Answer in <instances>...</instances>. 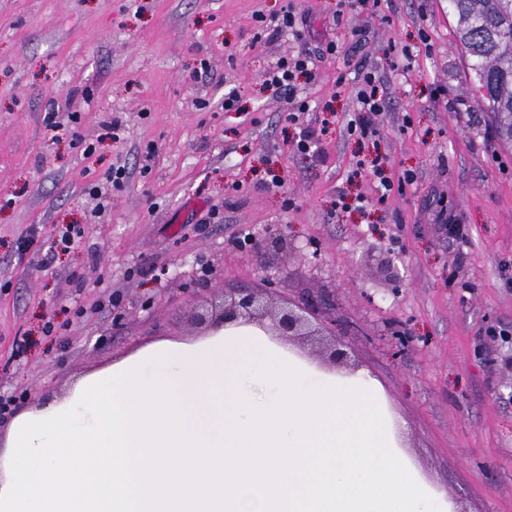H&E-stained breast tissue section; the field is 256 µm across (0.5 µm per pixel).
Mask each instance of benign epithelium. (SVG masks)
<instances>
[{
	"label": "benign epithelium",
	"mask_w": 512,
	"mask_h": 512,
	"mask_svg": "<svg viewBox=\"0 0 512 512\" xmlns=\"http://www.w3.org/2000/svg\"><path fill=\"white\" fill-rule=\"evenodd\" d=\"M237 320L257 322L275 335L290 340H305L323 334L331 336L333 345L328 353L329 363L337 367L348 365L346 344L342 333L336 331L335 314L315 304L305 303L294 308L289 301L282 304L274 302L263 289H225L222 291L221 304H215L209 311L195 317L197 324L208 329L218 323L227 324Z\"/></svg>",
	"instance_id": "7a95c632"
}]
</instances>
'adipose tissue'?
Segmentation results:
<instances>
[{
  "label": "adipose tissue",
  "mask_w": 512,
  "mask_h": 512,
  "mask_svg": "<svg viewBox=\"0 0 512 512\" xmlns=\"http://www.w3.org/2000/svg\"><path fill=\"white\" fill-rule=\"evenodd\" d=\"M264 335L270 343L282 348L284 354L296 356L298 362H306V355L288 340L269 335L266 327L256 323L222 325L198 336L179 339L177 347L168 349L167 354L175 365L168 368L167 374L175 382L186 383L182 402L198 404L203 435L213 436L219 432L218 408L199 397L206 381H214L216 387L226 388L231 382L230 372L243 362V351L258 348V339Z\"/></svg>",
  "instance_id": "obj_1"
}]
</instances>
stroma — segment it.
I'll use <instances>...</instances> for the list:
<instances>
[{"mask_svg":"<svg viewBox=\"0 0 512 512\" xmlns=\"http://www.w3.org/2000/svg\"><path fill=\"white\" fill-rule=\"evenodd\" d=\"M335 5L0 0V395L21 410L63 394L143 344L196 335L222 288H266L334 309L400 453L452 512H512V342L485 333L512 331V142L481 107L448 0H380L339 25ZM288 7L311 44L346 49L302 84L298 124L329 120L318 158L294 149L298 124L264 85L300 45L264 25ZM364 70L388 101L374 148L346 130ZM376 152L415 175L382 203L356 168ZM115 165L128 177L98 201L89 189ZM442 205L468 243L440 233Z\"/></svg>","mask_w":512,"mask_h":512,"instance_id":"obj_1","label":"stroma"}]
</instances>
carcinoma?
I'll list each match as a JSON object with an SVG mask.
<instances>
[{
    "instance_id": "obj_1",
    "label": "carcinoma",
    "mask_w": 512,
    "mask_h": 512,
    "mask_svg": "<svg viewBox=\"0 0 512 512\" xmlns=\"http://www.w3.org/2000/svg\"><path fill=\"white\" fill-rule=\"evenodd\" d=\"M487 111L512 113V0H448Z\"/></svg>"
}]
</instances>
